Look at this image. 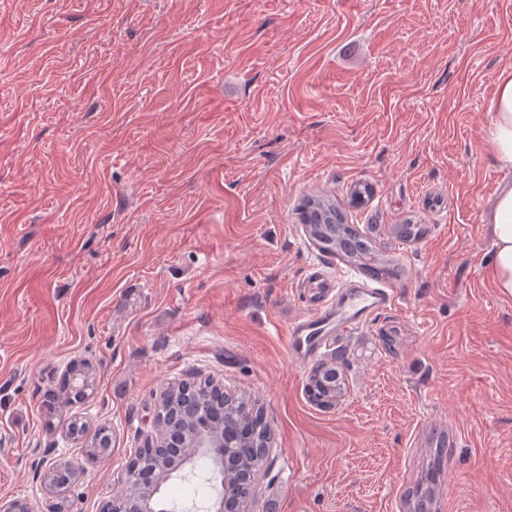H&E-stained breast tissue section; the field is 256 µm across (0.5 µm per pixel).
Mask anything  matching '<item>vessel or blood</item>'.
<instances>
[{"label": "vessel or blood", "mask_w": 512, "mask_h": 512, "mask_svg": "<svg viewBox=\"0 0 512 512\" xmlns=\"http://www.w3.org/2000/svg\"><path fill=\"white\" fill-rule=\"evenodd\" d=\"M389 301L386 290L365 284L344 290L335 303L322 307L302 321L289 326V348L299 359L311 357L323 332L344 336L383 309Z\"/></svg>", "instance_id": "b4317fda"}]
</instances>
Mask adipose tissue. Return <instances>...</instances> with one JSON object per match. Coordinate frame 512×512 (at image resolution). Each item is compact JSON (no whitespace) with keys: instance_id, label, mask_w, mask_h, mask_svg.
I'll return each mask as SVG.
<instances>
[{"instance_id":"ef3b65f1","label":"adipose tissue","mask_w":512,"mask_h":512,"mask_svg":"<svg viewBox=\"0 0 512 512\" xmlns=\"http://www.w3.org/2000/svg\"><path fill=\"white\" fill-rule=\"evenodd\" d=\"M489 139L499 165L512 168V66L499 75L490 101ZM494 252L486 274L501 293L512 295V185L503 186L487 213Z\"/></svg>"}]
</instances>
